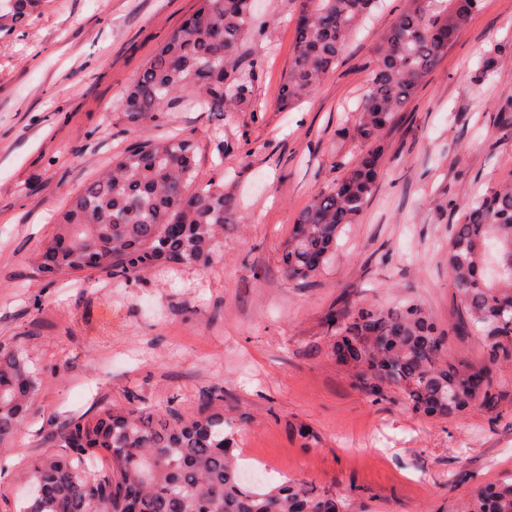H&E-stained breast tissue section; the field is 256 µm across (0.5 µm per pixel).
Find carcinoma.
I'll return each instance as SVG.
<instances>
[{
    "label": "carcinoma",
    "mask_w": 512,
    "mask_h": 512,
    "mask_svg": "<svg viewBox=\"0 0 512 512\" xmlns=\"http://www.w3.org/2000/svg\"><path fill=\"white\" fill-rule=\"evenodd\" d=\"M41 0H0V33L27 21ZM378 0H299L294 54L279 106L298 107L362 27ZM255 0H198L196 11L159 47L121 102L129 130L162 122L181 107L210 111L248 92L260 61L231 82L224 60L256 27ZM482 0H406L376 50L373 77L358 104L354 138L366 152L297 218L283 255L288 276L311 282L332 261L344 225L371 201L381 163L378 142L398 120L422 79L448 54ZM501 138L512 140V100L498 106ZM195 140L165 133L135 143L73 195L36 261L49 279L93 271L125 281L164 263H209L237 201L222 185L194 187ZM448 273L461 296V328L482 342L488 363L448 359L445 334L415 304L339 309L326 320L337 363L377 399L399 389L411 410L450 419L497 409L494 373L512 363V184L454 207ZM38 378L19 349L0 342V443L23 422ZM223 397L197 412L152 415L106 410L79 420L58 450L34 466L21 512H348L344 498L302 480L268 487L244 469L224 433ZM108 468H98V460ZM466 512H512V482L473 489Z\"/></svg>",
    "instance_id": "cac0c4a2"
}]
</instances>
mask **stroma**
I'll return each instance as SVG.
<instances>
[{"label": "stroma", "instance_id": "1", "mask_svg": "<svg viewBox=\"0 0 512 512\" xmlns=\"http://www.w3.org/2000/svg\"><path fill=\"white\" fill-rule=\"evenodd\" d=\"M197 0H47L0 34V341L17 344L39 379L23 425L0 444V512H14L32 466L78 417L125 409L195 410L224 395L241 464L266 482H313L351 512H463L472 488L512 477V365L499 410L418 415L398 390L374 400L327 349L336 307L419 305L448 335V355L487 357L461 332L448 275L450 206L473 186L512 178L496 105L512 99V0H483L467 29L381 137L378 188L346 225L313 282L288 277L282 252L312 194L363 153L355 109L381 36L404 7L383 0L335 69L302 105L277 107L295 45L298 0H256L265 29L246 33L227 76L257 59L246 99L213 111L174 109L168 130L195 137L200 181L239 201L214 259L153 267L121 285L96 273L45 280L34 266L55 216L131 143L119 105L156 48ZM506 51L489 77L479 64Z\"/></svg>", "mask_w": 512, "mask_h": 512}]
</instances>
